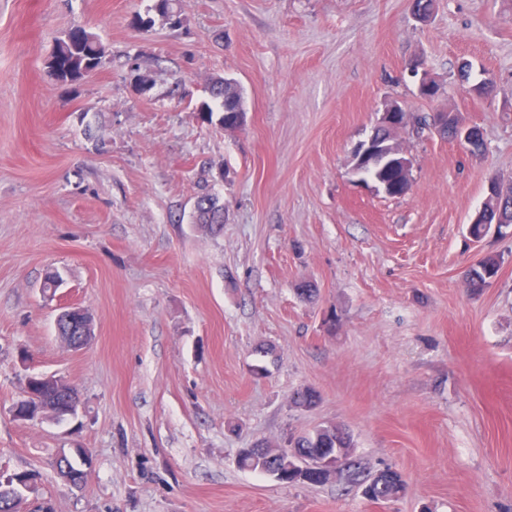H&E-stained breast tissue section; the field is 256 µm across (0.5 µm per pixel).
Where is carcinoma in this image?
<instances>
[{"instance_id": "carcinoma-1", "label": "carcinoma", "mask_w": 512, "mask_h": 512, "mask_svg": "<svg viewBox=\"0 0 512 512\" xmlns=\"http://www.w3.org/2000/svg\"><path fill=\"white\" fill-rule=\"evenodd\" d=\"M104 57L105 48L98 37L76 27L57 43L50 57L49 69L57 81L75 83L99 68ZM208 91L215 106L202 103L200 112L203 119L224 130H237L236 113L227 112L225 108L230 105L244 107L242 90L230 79L216 78L211 82ZM440 116V112L425 116L414 115L408 127L418 133L427 129L446 140L449 138L448 123H440ZM361 174L370 177L389 195H401L408 188L407 176L389 150L370 156L363 163ZM193 220L210 232L218 233L224 224V207L211 195L203 194L199 196ZM500 267V256L483 257L467 270V287L473 291L487 287L498 276ZM318 401L319 394L311 387L296 391L292 397L293 404L303 409L313 408ZM341 450L344 451L343 472L346 483L368 488L370 500L387 501L398 497L404 491L405 484L401 474L391 468L373 476L365 474L362 462L354 457V443L350 433L336 425L322 426L311 433L295 437L291 447L281 449V453L273 458L270 457L268 442L262 440L256 446L240 449L237 464L244 470L270 474L281 483L320 485L329 480L327 474L313 471L300 477L289 469L288 457L295 453H337ZM35 480V474L31 472H13V479L5 484L0 482V498L9 495L21 496L27 491H34Z\"/></svg>"}]
</instances>
